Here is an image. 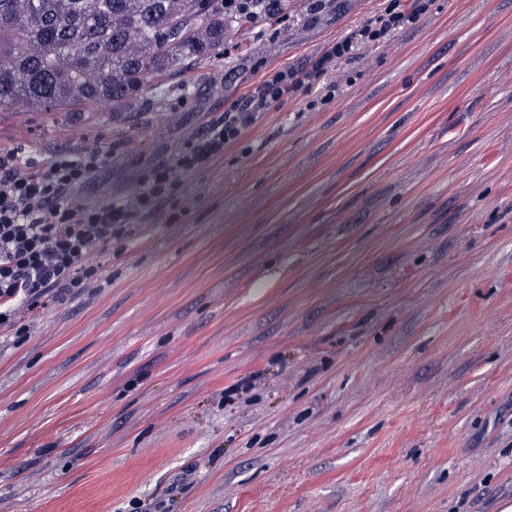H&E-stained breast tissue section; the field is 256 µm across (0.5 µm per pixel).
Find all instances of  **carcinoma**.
Masks as SVG:
<instances>
[{
    "instance_id": "cac0c4a2",
    "label": "carcinoma",
    "mask_w": 512,
    "mask_h": 512,
    "mask_svg": "<svg viewBox=\"0 0 512 512\" xmlns=\"http://www.w3.org/2000/svg\"><path fill=\"white\" fill-rule=\"evenodd\" d=\"M268 15L216 0H0V112L29 105L159 113V80L224 61Z\"/></svg>"
}]
</instances>
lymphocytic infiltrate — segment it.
Returning <instances> with one entry per match:
<instances>
[{
  "label": "lymphocytic infiltrate",
  "mask_w": 512,
  "mask_h": 512,
  "mask_svg": "<svg viewBox=\"0 0 512 512\" xmlns=\"http://www.w3.org/2000/svg\"><path fill=\"white\" fill-rule=\"evenodd\" d=\"M432 0H386L377 15L330 44L312 64L265 73L243 99L168 157L144 168L139 188L124 197L95 202L77 193L106 156L95 145L81 152L56 151L29 159V145L0 149V334L22 339L29 329L22 313L47 300L79 296L102 278L98 255L130 237L146 216L164 212L167 222L183 216L175 202L178 178L222 159L227 148L273 106L324 81L325 100L336 96L332 77L361 48L386 44L425 15Z\"/></svg>",
  "instance_id": "lymphocytic-infiltrate-1"
}]
</instances>
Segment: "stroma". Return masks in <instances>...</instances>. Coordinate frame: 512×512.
Returning a JSON list of instances; mask_svg holds the SVG:
<instances>
[{
  "instance_id": "35a3bbf8",
  "label": "stroma",
  "mask_w": 512,
  "mask_h": 512,
  "mask_svg": "<svg viewBox=\"0 0 512 512\" xmlns=\"http://www.w3.org/2000/svg\"><path fill=\"white\" fill-rule=\"evenodd\" d=\"M383 0H310L163 119L0 112L35 160L95 144L82 194L314 59ZM181 176V222L99 256L100 287L0 338V512H500L512 501V0H432ZM190 100L179 105L182 85Z\"/></svg>"
}]
</instances>
